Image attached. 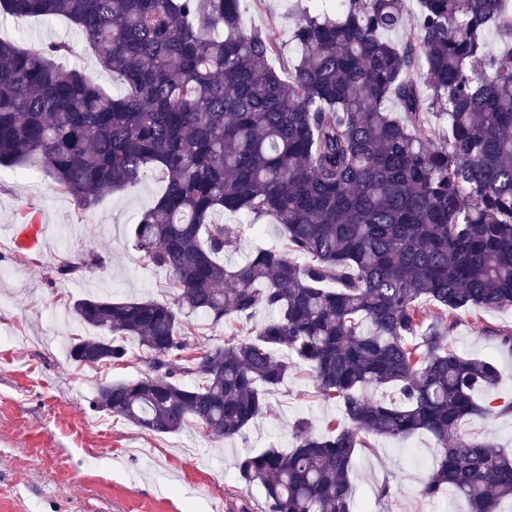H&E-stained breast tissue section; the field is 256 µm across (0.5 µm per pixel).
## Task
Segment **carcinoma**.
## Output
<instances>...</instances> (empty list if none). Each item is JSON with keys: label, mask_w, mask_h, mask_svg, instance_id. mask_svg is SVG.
Returning a JSON list of instances; mask_svg holds the SVG:
<instances>
[{"label": "carcinoma", "mask_w": 512, "mask_h": 512, "mask_svg": "<svg viewBox=\"0 0 512 512\" xmlns=\"http://www.w3.org/2000/svg\"><path fill=\"white\" fill-rule=\"evenodd\" d=\"M242 2L0 0L15 18L67 19L120 85L59 65L76 42L0 39V166L38 162L81 214L147 171L165 182L131 237L173 296L73 304L100 332L71 344L73 361L120 363L134 339L149 367L98 387L94 406L148 433L192 421L224 439L303 365L345 424L317 436L298 420L290 450L239 457L266 512H353L356 451L421 432L439 449L425 498L450 490L460 512H502L512 458L461 424L512 415V400H475L498 367L460 355L450 330L459 312L512 310V0H416L413 13L308 0L285 76ZM226 212L274 220L286 247L225 266L241 237ZM260 308L270 316L248 325ZM194 312L224 326V345L188 357ZM486 332L512 352V328ZM389 386L399 399L368 395Z\"/></svg>", "instance_id": "obj_1"}]
</instances>
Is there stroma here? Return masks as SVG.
<instances>
[{"mask_svg": "<svg viewBox=\"0 0 512 512\" xmlns=\"http://www.w3.org/2000/svg\"><path fill=\"white\" fill-rule=\"evenodd\" d=\"M296 0H245L246 28H258L282 46L275 66L284 70ZM63 18L17 19L0 14V38L25 47L74 38ZM164 184L153 172L78 214L36 163L0 167V512H265L259 485L240 482L235 463L245 452L288 449L291 426L304 418L315 434L341 416L322 397L306 368L289 372L269 390L266 415L243 434L221 441L196 425L175 434L151 435L126 419L93 410L99 384L146 373L141 349L129 341V358L117 366L88 367L71 360L68 342L94 335L73 312L77 299L169 297V275L148 265L128 242L135 218L157 200ZM241 227L236 252L243 261L256 247L283 246L279 226L225 214ZM38 224L30 250L18 249L19 225ZM101 256L100 264L51 279L62 255ZM512 328V311L461 314L451 333L463 355L494 359L498 384L486 399H512V354L485 329ZM438 458L425 433L405 440L377 438L358 452L351 474L354 512H449L447 498L421 495ZM387 496H378L381 487Z\"/></svg>", "mask_w": 512, "mask_h": 512, "instance_id": "obj_1", "label": "stroma"}]
</instances>
